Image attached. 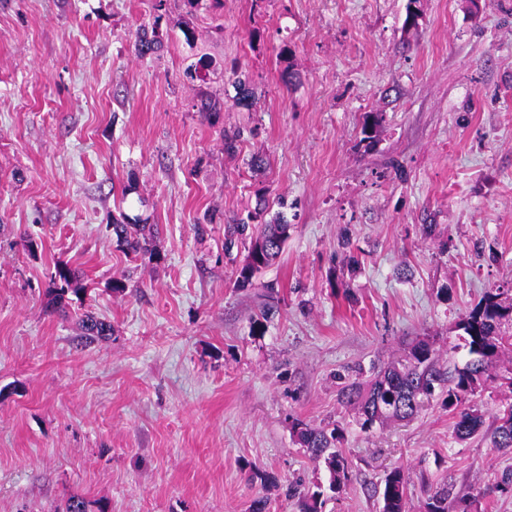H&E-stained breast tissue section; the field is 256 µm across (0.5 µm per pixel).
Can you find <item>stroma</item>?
<instances>
[{"label": "stroma", "instance_id": "1", "mask_svg": "<svg viewBox=\"0 0 512 512\" xmlns=\"http://www.w3.org/2000/svg\"><path fill=\"white\" fill-rule=\"evenodd\" d=\"M409 6L273 0L256 24L251 0L171 5L142 59L130 43L151 0H0V512L71 495L109 512H300L289 485L329 473L296 445V418L345 430L350 479L323 512H379L396 467L408 512L442 483L471 512H512L494 490L512 453L457 439L440 399L368 432L338 400L337 374L417 337L464 365L455 322L512 289V0H418L411 25ZM196 51L213 58L203 83L184 74ZM234 63L254 111L232 104ZM201 93L224 105L217 126ZM225 129L243 132L231 154ZM262 193L285 196L291 235L239 288L224 226ZM123 214L145 218L156 256L117 247ZM64 264L88 296L51 314ZM88 313L111 335L86 342ZM196 112L203 118L209 125L215 126L219 123L221 112L224 111L223 103L218 100L212 99L207 94H200L197 103L194 104Z\"/></svg>", "mask_w": 512, "mask_h": 512}]
</instances>
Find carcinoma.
Returning a JSON list of instances; mask_svg holds the SVG:
<instances>
[{"label":"carcinoma","mask_w":512,"mask_h":512,"mask_svg":"<svg viewBox=\"0 0 512 512\" xmlns=\"http://www.w3.org/2000/svg\"><path fill=\"white\" fill-rule=\"evenodd\" d=\"M139 57L156 53L162 47V34L158 22L140 25L132 43ZM212 61L207 54H201L185 69L186 77L204 82L210 75ZM234 87L236 95L233 104L247 111L255 106V97L247 78L238 69ZM196 112L209 125L219 123L224 104L202 93L194 104ZM268 211L266 195L258 196L256 208L247 219L232 220L225 225L224 253L229 255L237 246L247 249L244 264L237 270L236 283L240 288L253 284L264 269L271 266L281 255L290 236L291 225L284 213L275 214L265 220ZM112 235L126 254L137 255L148 250L147 238H140L130 231V225L122 222L112 224ZM87 293L78 271L60 265L51 277L49 294L55 308L63 307L70 295ZM512 323V298L500 289H491L468 312L459 317L455 330L464 345H454L467 350L469 360L463 367L456 364H439V354L429 342L418 340L410 344L405 356L384 366H372L364 370L360 365L351 369V374L338 376L341 380L340 400L357 410L361 428L370 430L386 420L404 421L416 416L425 401L438 395L450 412H458L454 430L456 437L465 440L480 433L483 417L475 409L458 410V407L481 385L493 379L492 368L512 336L505 335L502 327ZM85 340L94 341L110 335L111 326L91 315L81 318ZM292 434L295 443L306 449L314 460H322L329 471L328 485L315 484L301 489L288 487V494L302 498L304 512H323V506L341 484L349 479V462L339 448L343 434L338 425L331 428H312L300 419L293 422ZM491 443L496 450H512V404L498 411L490 430ZM381 512H407V482L399 468L390 470L384 477L381 489ZM451 487L442 484L426 492L422 512H448Z\"/></svg>","instance_id":"obj_1"}]
</instances>
